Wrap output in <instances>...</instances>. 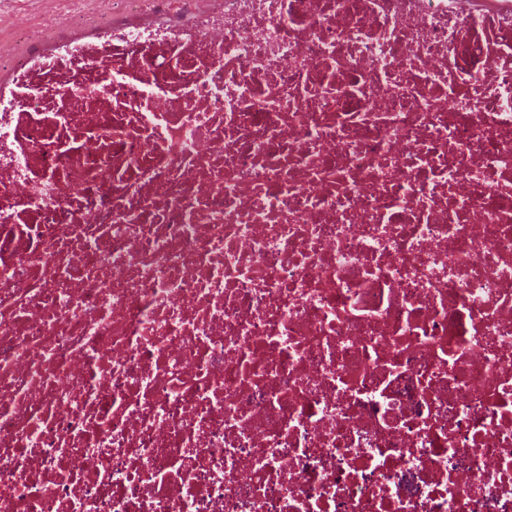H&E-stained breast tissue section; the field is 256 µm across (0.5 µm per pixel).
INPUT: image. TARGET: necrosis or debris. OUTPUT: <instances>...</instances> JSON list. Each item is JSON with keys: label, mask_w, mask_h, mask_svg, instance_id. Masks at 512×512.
Returning a JSON list of instances; mask_svg holds the SVG:
<instances>
[{"label": "necrosis or debris", "mask_w": 512, "mask_h": 512, "mask_svg": "<svg viewBox=\"0 0 512 512\" xmlns=\"http://www.w3.org/2000/svg\"><path fill=\"white\" fill-rule=\"evenodd\" d=\"M0 83V512H512V0H135Z\"/></svg>", "instance_id": "obj_1"}]
</instances>
